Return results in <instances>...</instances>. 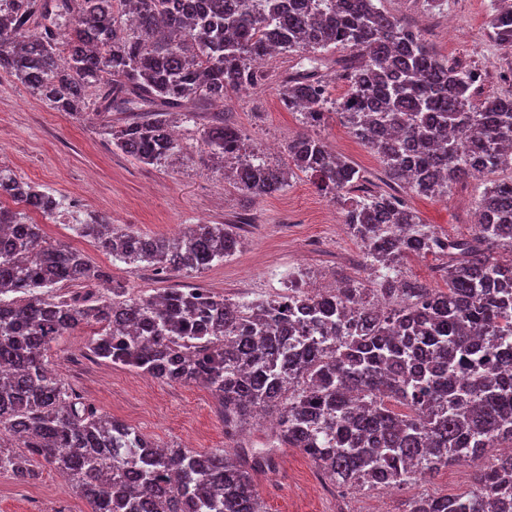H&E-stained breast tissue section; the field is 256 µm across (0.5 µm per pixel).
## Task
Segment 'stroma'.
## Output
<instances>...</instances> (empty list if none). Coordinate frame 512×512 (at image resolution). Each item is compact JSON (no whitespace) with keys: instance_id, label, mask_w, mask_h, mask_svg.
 Masks as SVG:
<instances>
[{"instance_id":"stroma-1","label":"stroma","mask_w":512,"mask_h":512,"mask_svg":"<svg viewBox=\"0 0 512 512\" xmlns=\"http://www.w3.org/2000/svg\"><path fill=\"white\" fill-rule=\"evenodd\" d=\"M376 5L420 29L440 55L481 69L480 95H512V50L500 49L487 36L492 0H445L439 8L430 7L427 0H376ZM224 117L243 133L250 150L277 144L272 163H286L288 142L305 134L334 146L369 179L383 176L378 155L357 143L339 119L320 127L303 123L299 113L281 107L276 85H264L247 96L229 94ZM207 122L202 116L182 124L179 151L161 164L146 166L113 148L96 123L52 109L16 77L0 71V165L62 197L74 217L95 214L143 234L165 236L190 224H231L243 238L240 251L227 260L199 272L160 277L150 269L112 261L67 225L49 229L51 239L81 250L130 292L152 295L166 288L193 287L234 300L270 299L283 293L286 275L294 267L310 282L369 281L356 239L336 236L342 221L339 206L309 177L298 175L286 192L245 206L242 191L203 152ZM509 180L512 169L504 168L468 176L442 197L410 191L405 197L432 229L463 236L471 230L485 187ZM89 339L84 328L60 337L48 360L66 385L101 413L161 445H191L204 451L257 448L265 441L269 426L264 422L226 434L217 402L203 385L151 380L131 368L92 359L87 354ZM474 475L473 467L452 464L424 481L355 493L333 487L307 457L284 448L274 469L256 475L255 485L263 512H405L409 499L464 491ZM0 512H91V507L44 463L38 479L30 482L0 474Z\"/></svg>"}]
</instances>
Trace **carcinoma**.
Instances as JSON below:
<instances>
[{
  "instance_id": "carcinoma-1",
  "label": "carcinoma",
  "mask_w": 512,
  "mask_h": 512,
  "mask_svg": "<svg viewBox=\"0 0 512 512\" xmlns=\"http://www.w3.org/2000/svg\"><path fill=\"white\" fill-rule=\"evenodd\" d=\"M38 33L31 38L32 33ZM489 38L512 49V8L499 6ZM334 49L346 55L327 56ZM292 54L317 63L279 76L281 106L317 126L336 115L382 160L387 183L425 197L478 165L512 166V96L477 95L482 73L434 52L421 32L374 0H0V69L55 109L93 116L120 151L145 165L177 152L169 116L185 122L228 92L261 88L253 60ZM340 76L330 99L319 70ZM143 117L112 126V113ZM225 178L250 199L280 193L301 172L340 206L372 287L345 281L328 297L292 293L230 302L202 288L131 296L78 249L45 244L25 213L0 207V473L28 482L46 462L92 512H262L254 475L279 448L305 454L331 483L365 492L425 480L453 463L478 464L512 443V180L487 186L467 238L425 228L393 193L309 135L288 142V165H254L241 131L220 118L203 132ZM47 215L63 200L0 166V198ZM112 260L159 274L203 270L234 255L240 236L192 224L150 237L97 216L71 225ZM445 258L446 288L401 281L408 254ZM383 308L372 313L369 298ZM93 326L98 359L152 378L199 383L224 429L256 414L277 425L265 448L160 447L99 412L47 366L51 343ZM408 512H512V458L481 467L451 495L424 494Z\"/></svg>"
}]
</instances>
